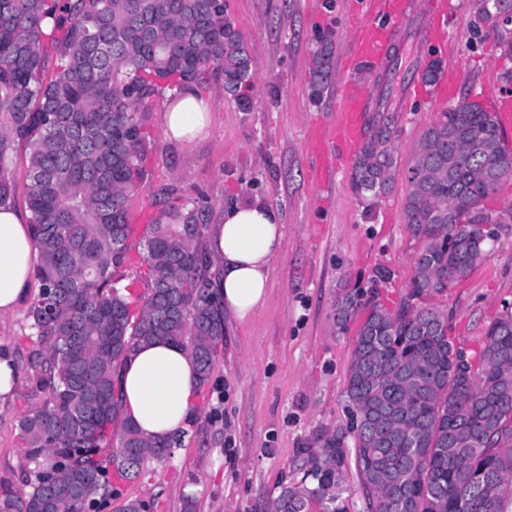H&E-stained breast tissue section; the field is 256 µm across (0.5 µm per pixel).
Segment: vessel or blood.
<instances>
[{
  "label": "vessel or blood",
  "instance_id": "b4317fda",
  "mask_svg": "<svg viewBox=\"0 0 512 512\" xmlns=\"http://www.w3.org/2000/svg\"><path fill=\"white\" fill-rule=\"evenodd\" d=\"M363 4L364 19L348 40L342 57V68L346 71L358 64L374 66L386 58L397 34V23L412 9L414 0H363ZM423 7L430 20L424 37L434 47V57L442 67L433 82L415 80L410 92L445 100L454 95L459 80L457 71L446 63L449 48L443 21L448 15V0H424ZM485 107L496 119L502 148L512 152V94L495 93ZM368 108L366 86L344 78L337 98L336 122L331 128L316 132L312 142L319 181H327L360 153L368 134Z\"/></svg>",
  "mask_w": 512,
  "mask_h": 512
}]
</instances>
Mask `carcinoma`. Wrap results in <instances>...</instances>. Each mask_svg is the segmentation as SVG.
<instances>
[{"mask_svg":"<svg viewBox=\"0 0 512 512\" xmlns=\"http://www.w3.org/2000/svg\"><path fill=\"white\" fill-rule=\"evenodd\" d=\"M512 0H481L506 56L512 29L498 15ZM332 40L313 55L320 95ZM53 76L44 78L48 63ZM213 77L245 110L252 60L220 0H0V208L13 206L10 177L29 148L27 202L39 252V292L27 318L31 392L44 399L20 419L24 454L0 475V512H100L112 505V476L133 482L148 457L180 445L146 440L122 417L119 370L142 344L185 348L199 386L208 384L224 311L212 288L220 265L203 239L211 205L169 193L140 237L151 270L131 314L117 277L133 245L128 203L146 179L152 147L141 108L186 84ZM394 116L379 114L358 155L361 196L389 194L398 177ZM512 178L494 116L466 98L420 135L403 219L419 243L408 289L392 309L379 291L346 289L334 320L343 329L362 309L344 391L345 421L298 450V482L280 487L274 512H348L341 487L354 468L365 512H508L512 504V310L489 325L477 350L456 342L448 315L424 301L463 280L489 255L499 224L482 201ZM453 218H448V215ZM56 475L44 481V473Z\"/></svg>","mask_w":512,"mask_h":512,"instance_id":"carcinoma-1","label":"carcinoma"}]
</instances>
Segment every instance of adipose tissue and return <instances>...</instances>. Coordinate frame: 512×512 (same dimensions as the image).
<instances>
[{
	"label": "adipose tissue",
	"mask_w": 512,
	"mask_h": 512,
	"mask_svg": "<svg viewBox=\"0 0 512 512\" xmlns=\"http://www.w3.org/2000/svg\"><path fill=\"white\" fill-rule=\"evenodd\" d=\"M208 105L192 86L170 100L164 114V136L189 142L206 134ZM283 238L277 209L262 204L239 205L224 213L208 237L210 254L223 266L220 295L238 319H247L266 300L269 272ZM38 253L20 213L0 210V316L24 301ZM196 367L181 347L156 341L139 347L120 373L122 408L140 433L164 441L184 429L193 412Z\"/></svg>",
	"instance_id": "ef3b65f1"
}]
</instances>
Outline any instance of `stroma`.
<instances>
[{
    "mask_svg": "<svg viewBox=\"0 0 512 512\" xmlns=\"http://www.w3.org/2000/svg\"><path fill=\"white\" fill-rule=\"evenodd\" d=\"M450 6L448 40L469 72L455 96L485 101L501 90L512 58L502 56L496 36L480 22L479 0H450ZM224 10L252 58L251 107L242 110L221 81H212L202 93L211 112L207 135L176 143L162 133L166 97L150 100L145 124L153 148L145 183L129 201L128 220L139 223L171 191L191 200L208 198L213 224L229 206L260 203L280 211L282 244L265 303L244 321L225 313L214 373L194 396L195 418L173 457L145 460L140 479L120 484L106 512H119L128 499L145 501L149 512H181L189 496L197 512H271L298 449L345 419L343 395L358 323L339 330L332 311L337 292L377 287L392 304L413 272L417 244L403 219L405 179L388 195L369 200L354 191L351 169L326 190L313 178L311 130L334 118L338 80L330 78L321 98H313L312 54L327 36L334 53L342 52L357 22L358 0H224ZM426 24L420 12L397 24L400 69L390 111L403 172L422 130L442 110L408 93L421 59L432 51L423 36ZM483 206L505 218L488 258L429 300L448 313L458 341L472 348L512 307V179ZM382 266L392 277L377 286L373 279ZM26 314L22 308L0 317V353L11 357L18 375L12 396L0 401V474L23 454L19 419L41 405L27 387L25 356L32 340Z\"/></svg>",
    "mask_w": 512,
    "mask_h": 512,
    "instance_id": "1",
    "label": "stroma"
}]
</instances>
